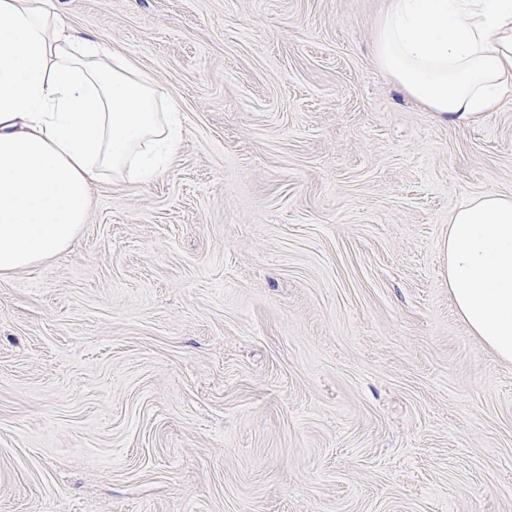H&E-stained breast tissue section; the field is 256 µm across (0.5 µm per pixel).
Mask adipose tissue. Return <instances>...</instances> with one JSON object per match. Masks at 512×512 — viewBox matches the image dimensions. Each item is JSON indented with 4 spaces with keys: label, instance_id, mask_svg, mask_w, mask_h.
Here are the masks:
<instances>
[{
    "label": "adipose tissue",
    "instance_id": "1",
    "mask_svg": "<svg viewBox=\"0 0 512 512\" xmlns=\"http://www.w3.org/2000/svg\"><path fill=\"white\" fill-rule=\"evenodd\" d=\"M379 66L429 111L468 122L512 94V0H389ZM180 116L129 57L63 23L52 0H0V276L67 251L94 182L157 176ZM458 316L512 363V196L461 204L448 222Z\"/></svg>",
    "mask_w": 512,
    "mask_h": 512
}]
</instances>
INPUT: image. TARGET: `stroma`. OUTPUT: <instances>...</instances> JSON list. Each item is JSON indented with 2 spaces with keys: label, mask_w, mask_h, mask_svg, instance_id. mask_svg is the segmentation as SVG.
Here are the masks:
<instances>
[{
  "label": "stroma",
  "mask_w": 512,
  "mask_h": 512,
  "mask_svg": "<svg viewBox=\"0 0 512 512\" xmlns=\"http://www.w3.org/2000/svg\"><path fill=\"white\" fill-rule=\"evenodd\" d=\"M55 2L183 137L0 276V512H512V363L446 250L512 195V97L468 125L407 97L386 0Z\"/></svg>",
  "instance_id": "stroma-1"
}]
</instances>
